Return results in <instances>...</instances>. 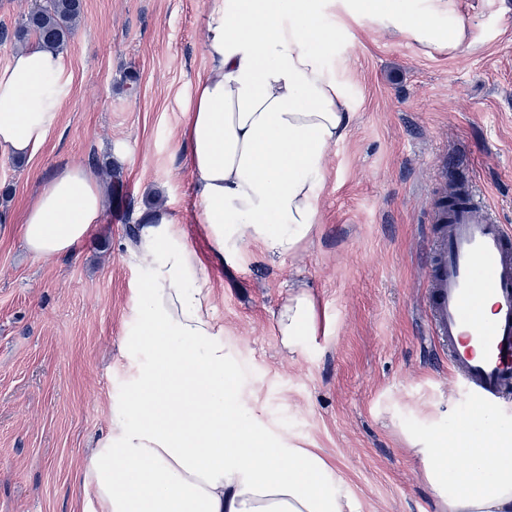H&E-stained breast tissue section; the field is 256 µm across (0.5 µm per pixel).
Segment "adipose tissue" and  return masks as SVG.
<instances>
[{"label":"adipose tissue","instance_id":"obj_1","mask_svg":"<svg viewBox=\"0 0 512 512\" xmlns=\"http://www.w3.org/2000/svg\"><path fill=\"white\" fill-rule=\"evenodd\" d=\"M338 9L427 49L454 53L467 39L458 0H213L210 66L185 108L182 148L217 259H243L251 243L285 259L319 229L325 158L354 117L326 65L336 31L322 17ZM68 85L62 53L35 43L14 54L0 69V152L33 155ZM103 208L94 169L57 172L25 214L28 250L41 259L74 253ZM135 251L150 280L135 299L142 333L128 345L150 360L87 459L84 512H356L322 456L240 411L224 328L209 291L193 282L201 261L181 225L147 217ZM275 325L284 350L300 353L321 326L313 293L293 292ZM408 441L440 512H512V421L500 412H479L451 439Z\"/></svg>","mask_w":512,"mask_h":512}]
</instances>
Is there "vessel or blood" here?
Returning a JSON list of instances; mask_svg holds the SVG:
<instances>
[{
	"label": "vessel or blood",
	"mask_w": 512,
	"mask_h": 512,
	"mask_svg": "<svg viewBox=\"0 0 512 512\" xmlns=\"http://www.w3.org/2000/svg\"><path fill=\"white\" fill-rule=\"evenodd\" d=\"M430 221L438 226L425 277L432 334L477 408H511L512 226L472 188Z\"/></svg>",
	"instance_id": "1"
}]
</instances>
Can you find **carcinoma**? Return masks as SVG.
I'll return each instance as SVG.
<instances>
[{
  "label": "carcinoma",
  "instance_id": "carcinoma-1",
  "mask_svg": "<svg viewBox=\"0 0 512 512\" xmlns=\"http://www.w3.org/2000/svg\"><path fill=\"white\" fill-rule=\"evenodd\" d=\"M83 12V0H32L12 30H0V39L16 46L30 39L62 51L78 26Z\"/></svg>",
  "mask_w": 512,
  "mask_h": 512
}]
</instances>
